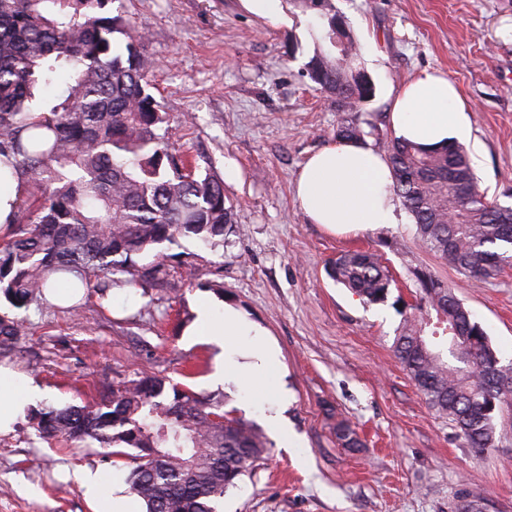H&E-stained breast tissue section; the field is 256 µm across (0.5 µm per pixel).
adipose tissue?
<instances>
[{"instance_id": "ef3b65f1", "label": "adipose tissue", "mask_w": 512, "mask_h": 512, "mask_svg": "<svg viewBox=\"0 0 512 512\" xmlns=\"http://www.w3.org/2000/svg\"><path fill=\"white\" fill-rule=\"evenodd\" d=\"M466 107L456 88L434 73L417 77L398 94L392 124L399 137L424 147L466 138ZM298 203L307 218L337 232L399 223L392 195V174L371 147L342 141L312 154L297 184ZM199 333L206 342L224 345L238 336L262 335V328L228 307L214 319L208 301L196 307Z\"/></svg>"}]
</instances>
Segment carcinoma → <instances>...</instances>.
Listing matches in <instances>:
<instances>
[{"label":"carcinoma","instance_id":"1","mask_svg":"<svg viewBox=\"0 0 512 512\" xmlns=\"http://www.w3.org/2000/svg\"><path fill=\"white\" fill-rule=\"evenodd\" d=\"M116 0H0V163L29 177L37 193L21 200L14 235L0 243V293L17 306L44 296L52 272H77L106 297L112 287H146L163 260L133 257L191 237L213 245L233 212L224 182L173 155L168 122L149 92L151 58ZM317 14L311 31L320 50L306 64L310 79L336 111L350 117L336 138L365 142L362 104L374 85L352 88L361 70L355 39L332 0H296ZM343 27L344 55L331 36ZM65 76L67 95L52 103L40 90ZM392 172V190L414 220L416 237L449 267L476 283L512 264V207L487 198L468 152L450 143L426 148L401 137L376 138ZM332 278L367 303L387 299L392 276L381 255L346 251ZM417 304L404 320L394 352L428 406L448 419L468 447H496L494 417L512 406V377L454 284L428 267L414 269ZM96 283H91V278ZM223 405L145 376L112 389L95 405L48 411L43 437L137 450L126 478L145 512H220L267 452L253 425L210 416ZM346 448L362 446L348 424H336Z\"/></svg>","mask_w":512,"mask_h":512}]
</instances>
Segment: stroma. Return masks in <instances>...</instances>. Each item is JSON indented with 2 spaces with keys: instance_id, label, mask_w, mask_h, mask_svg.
Returning <instances> with one entry per match:
<instances>
[{
  "instance_id": "1",
  "label": "stroma",
  "mask_w": 512,
  "mask_h": 512,
  "mask_svg": "<svg viewBox=\"0 0 512 512\" xmlns=\"http://www.w3.org/2000/svg\"><path fill=\"white\" fill-rule=\"evenodd\" d=\"M375 86L364 115H390L399 91L426 72L455 84L468 114L463 145L489 199L512 206V0H333ZM287 24L255 18L239 0H123L156 62L151 93L166 112L169 149L224 181L234 221L215 246L164 243L165 274L149 288L89 290L75 307L45 300L17 307L0 294V317L22 334L0 346V366L31 378L42 396L0 433V512H95L81 478L136 462L99 445L68 446L37 430L35 414L111 398L146 375L222 403L229 417L264 427L275 394L212 379L223 348L194 337L195 308L233 306L269 333L293 396L282 413L292 446L269 436L224 497V512H456L461 498L512 512V409L507 432L485 452L465 447L425 404L393 346L415 303L414 268L428 266L482 324L502 364H512V267L472 283L415 239L412 217L336 235L310 223L295 193L309 156L334 144L343 119L305 65L316 45L312 12L284 0ZM347 250L381 255L394 282L369 304L330 276ZM363 442L345 448L337 422Z\"/></svg>"
}]
</instances>
